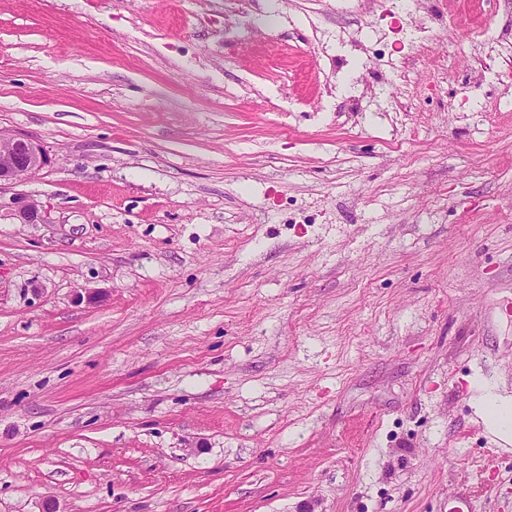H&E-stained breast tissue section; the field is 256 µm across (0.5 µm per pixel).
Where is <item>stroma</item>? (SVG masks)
<instances>
[{"mask_svg": "<svg viewBox=\"0 0 512 512\" xmlns=\"http://www.w3.org/2000/svg\"><path fill=\"white\" fill-rule=\"evenodd\" d=\"M431 5L0 0V512H512V12ZM0 191L2 186L22 181L42 170L51 160L42 146L30 137L0 131ZM487 428L509 440L512 428V397L498 396L495 399L483 402L478 407Z\"/></svg>", "mask_w": 512, "mask_h": 512, "instance_id": "stroma-1", "label": "stroma"}]
</instances>
